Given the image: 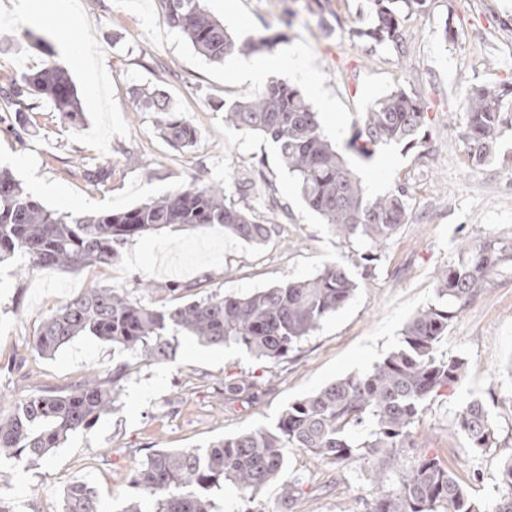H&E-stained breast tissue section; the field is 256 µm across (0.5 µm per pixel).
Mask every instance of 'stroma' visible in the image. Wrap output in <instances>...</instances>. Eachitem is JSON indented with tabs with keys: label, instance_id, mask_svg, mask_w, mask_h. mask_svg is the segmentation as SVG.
Wrapping results in <instances>:
<instances>
[{
	"label": "stroma",
	"instance_id": "35a3bbf8",
	"mask_svg": "<svg viewBox=\"0 0 512 512\" xmlns=\"http://www.w3.org/2000/svg\"><path fill=\"white\" fill-rule=\"evenodd\" d=\"M35 0H0V77L31 73L53 61L73 79L85 115L82 126L61 122L41 101L37 126L22 139L0 130V168L25 190L64 215L122 211L197 181L225 186L258 223H274L270 238L252 245L222 227L166 228L133 239L111 268L79 272L28 270L23 259L0 268V411L48 388L63 389L88 374L117 381L111 414L74 433L37 466L5 461L0 502L10 512H62L76 481L99 493V512H124L134 492L130 475L158 448H205L244 430L275 425L288 404L325 384L360 375L402 345L404 329L436 302L438 270L452 265L463 242L497 237L512 243V126L495 156L469 161L456 126L469 86L512 81V0H429L408 17L404 52L352 36L368 13L367 0H235L247 22L224 14L225 0L204 7L235 39L281 34L270 55L293 66L254 81L242 56L209 62L183 33L163 20L157 0H68L67 17L53 23ZM43 46L30 43V36ZM88 67L73 63L78 52ZM316 76L334 112L319 111L324 133L342 151L374 198L398 187L409 196V221L380 248L336 237L303 200L268 138L224 121L223 107L282 82L309 93ZM136 86L163 91L199 133L190 148L165 143L154 116L138 111ZM404 90L419 96L428 119L414 146L392 143L368 160L347 144L362 112L378 98ZM111 167L106 188L89 189L81 159ZM357 281L354 296L327 317L286 359L260 360L228 343L206 346L181 335L169 360L146 362L123 348L81 336L49 357L32 349L40 322L74 292L93 285L134 290L159 306L164 287L180 284L183 300L212 294L247 295L315 276L328 264ZM154 291L137 290V280ZM443 356L468 363L464 377L427 401L412 427V447L397 462L369 455L338 466L302 448L289 449L286 471L304 479V494L288 512H365L376 479L394 486L401 469L422 455L439 458L469 494L492 507L504 486L503 460L512 455V267L456 313L438 345ZM246 379L240 394L226 390ZM481 400L497 429L495 447L474 453L457 414Z\"/></svg>",
	"mask_w": 512,
	"mask_h": 512
}]
</instances>
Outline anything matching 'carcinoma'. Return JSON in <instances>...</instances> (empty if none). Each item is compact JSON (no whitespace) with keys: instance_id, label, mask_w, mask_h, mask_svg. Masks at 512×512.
Here are the masks:
<instances>
[{"instance_id":"1","label":"carcinoma","mask_w":512,"mask_h":512,"mask_svg":"<svg viewBox=\"0 0 512 512\" xmlns=\"http://www.w3.org/2000/svg\"><path fill=\"white\" fill-rule=\"evenodd\" d=\"M427 0H369L373 26L356 29L360 38L399 49L404 21L425 10ZM165 22L183 32L209 61L224 62L235 53L251 54L276 42L257 36L236 42L210 16L202 0H158ZM141 112L155 113L160 137L189 148L198 131L159 91L133 90ZM50 100L62 119L77 127L84 114L71 77L46 63L34 73L0 82V112L24 124L36 123V101ZM459 138L474 164L496 152L512 112V82L471 86L466 90ZM427 119L423 102L404 90L376 100L361 113L348 149L363 159L390 143L415 141ZM224 121L240 130L270 138L280 160L298 185L309 207L340 239L364 238L378 247L408 223L404 187L383 196H365L361 180L320 127L317 113L302 92L271 82L224 106ZM83 177L94 190L112 180V170L84 164ZM218 224L224 232L260 244L272 225L256 223L238 207L226 188L194 183L178 187L121 212L81 217L60 215L29 195L21 183L0 172V265L19 254L31 268L77 272L109 268L121 258L129 240L177 225L199 228ZM512 262V243L487 239L464 245L453 266L438 276V302L411 318L403 345L370 371L332 381L288 404L271 428L242 431L205 449H156L132 475L139 500L125 512H141L150 501L154 512H217L211 491L233 484L248 497L270 482L281 480V506L304 494V482L285 476L290 448H304L336 464L354 462L365 453L391 454L406 447L411 426L425 403L459 381L467 363L440 358L436 347L448 323L487 286L503 264ZM358 283L343 267L331 264L312 278L263 288L245 296L214 294L199 300L155 307L136 299L125 288L94 286L73 294L38 326L32 349L51 356L79 336L91 335L134 352L151 362L170 356L169 331L184 332L206 345L233 342L256 357H285L328 316L353 296ZM115 373L110 381L85 377L64 392L44 391L19 401L0 414V460L46 461L70 435L90 428L112 412L116 400ZM458 425L472 448L483 451L496 442L495 429L480 400L457 414ZM370 424L358 439L351 429ZM506 492L492 512H512V455L501 470ZM95 487L74 482L64 492L63 512H99ZM368 512H486L448 468L435 458H421L403 472L398 488L374 485Z\"/></svg>"}]
</instances>
